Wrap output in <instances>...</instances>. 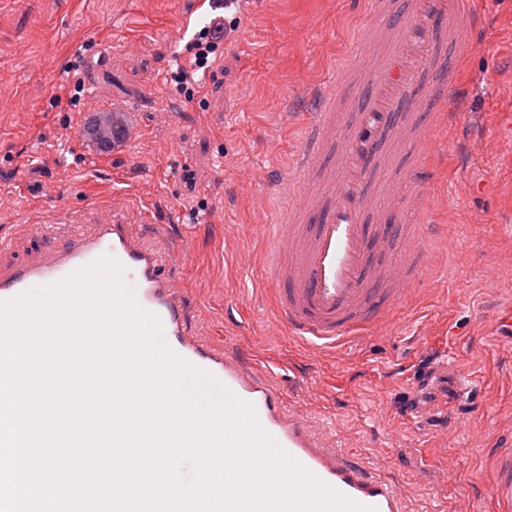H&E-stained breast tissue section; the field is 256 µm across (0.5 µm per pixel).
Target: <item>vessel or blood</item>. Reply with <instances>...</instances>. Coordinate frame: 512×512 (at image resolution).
Returning <instances> with one entry per match:
<instances>
[{"mask_svg": "<svg viewBox=\"0 0 512 512\" xmlns=\"http://www.w3.org/2000/svg\"><path fill=\"white\" fill-rule=\"evenodd\" d=\"M225 0H193L181 16L179 35L187 37L194 14L212 16ZM474 0H411L399 22L395 51L381 69L361 80L358 110L337 121L332 108L353 84L350 64L319 84L313 93L316 111L305 113L309 140L340 146L337 168L323 180L320 200L310 209L291 208L275 225L273 269L283 287L278 311L281 323L296 339L326 352L335 351L350 335L363 332L381 317L382 306L405 299L423 271L425 248L440 227L422 220L431 182L432 156L426 135L417 138V155L408 168L412 189L395 222L406 232L393 239L373 216V190L394 145L423 91L441 102L437 120L451 126L458 112L445 109L448 73L439 68L444 54L458 57L468 46L459 34L460 19L475 21ZM317 166L312 149L293 159L296 176L288 195L304 199L306 178ZM126 268L139 302L162 319L167 344L180 356L211 372L244 400L254 404L263 428L302 465L324 482L376 512H408L405 496L385 479L345 455L317 432L307 414L287 406L269 376L252 368L229 348L210 342L185 322L182 293L165 276L170 254L157 239L136 225L100 223L82 232H67L61 244L48 246L26 264L0 271V301L32 287L69 275L102 255ZM493 498L499 512H512V451L493 462Z\"/></svg>", "mask_w": 512, "mask_h": 512, "instance_id": "b4317fda", "label": "vessel or blood"}]
</instances>
